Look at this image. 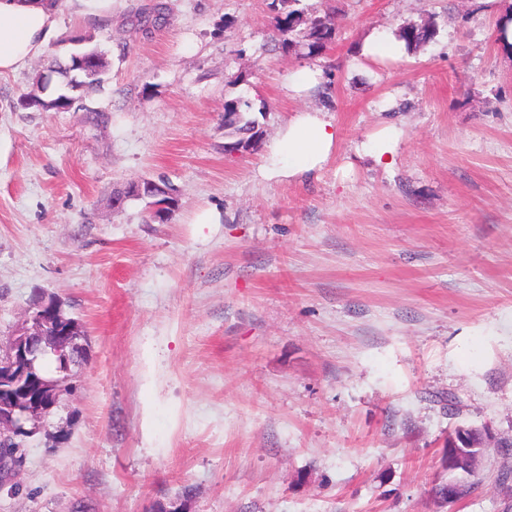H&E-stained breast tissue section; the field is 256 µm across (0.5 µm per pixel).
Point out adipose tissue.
<instances>
[{
    "label": "adipose tissue",
    "instance_id": "obj_1",
    "mask_svg": "<svg viewBox=\"0 0 512 512\" xmlns=\"http://www.w3.org/2000/svg\"><path fill=\"white\" fill-rule=\"evenodd\" d=\"M58 10L56 0H0V75L25 67L43 52L55 34ZM402 136L399 125L386 124L359 155L390 168ZM338 142L337 126L327 110L297 111L267 145L258 175L277 182L306 176L323 167Z\"/></svg>",
    "mask_w": 512,
    "mask_h": 512
}]
</instances>
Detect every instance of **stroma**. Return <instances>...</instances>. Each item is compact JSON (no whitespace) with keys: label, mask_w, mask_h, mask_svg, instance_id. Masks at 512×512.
<instances>
[{"label":"stroma","mask_w":512,"mask_h":512,"mask_svg":"<svg viewBox=\"0 0 512 512\" xmlns=\"http://www.w3.org/2000/svg\"><path fill=\"white\" fill-rule=\"evenodd\" d=\"M115 0L0 76V344L39 296L83 326L70 390L24 440L0 512H512V0H301L335 11L321 54L274 42L272 0ZM435 21L433 40L360 67L364 38ZM87 34L109 69L65 112L20 99ZM325 77L296 96L288 72ZM262 145L226 154L224 104ZM329 108L334 155L262 180L264 144ZM103 114L101 122L90 112ZM392 168L356 148L387 120ZM143 178L168 220L115 211ZM214 206L218 224H195ZM460 426L491 432L474 473L448 468ZM461 483L445 504L435 489Z\"/></svg>","instance_id":"35a3bbf8"}]
</instances>
